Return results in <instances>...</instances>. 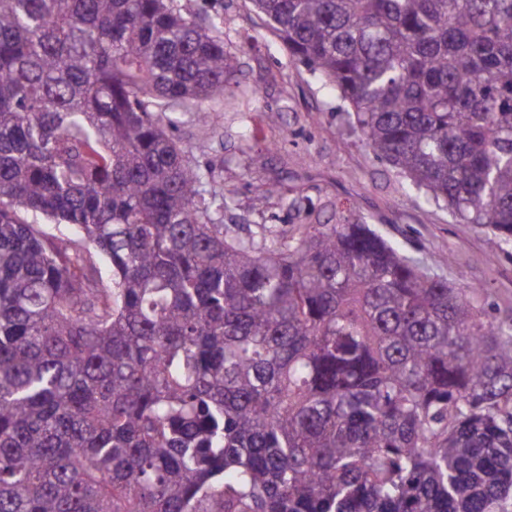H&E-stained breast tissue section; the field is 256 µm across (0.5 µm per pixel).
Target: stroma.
Here are the masks:
<instances>
[{
	"label": "stroma",
	"instance_id": "stroma-1",
	"mask_svg": "<svg viewBox=\"0 0 512 512\" xmlns=\"http://www.w3.org/2000/svg\"><path fill=\"white\" fill-rule=\"evenodd\" d=\"M212 20L235 72L223 94L174 106L169 133L200 169H214L211 206L225 230L268 227L288 239L304 224H369L429 274L482 289L490 317L512 318V247L491 253L484 228L425 200L411 181L377 159L348 121L334 88L288 56L249 0H178ZM208 143L207 153L196 152Z\"/></svg>",
	"mask_w": 512,
	"mask_h": 512
}]
</instances>
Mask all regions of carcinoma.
<instances>
[{
    "label": "carcinoma",
    "mask_w": 512,
    "mask_h": 512,
    "mask_svg": "<svg viewBox=\"0 0 512 512\" xmlns=\"http://www.w3.org/2000/svg\"><path fill=\"white\" fill-rule=\"evenodd\" d=\"M251 3L512 242V0ZM214 29L0 0V512H512V320L369 224L228 235L166 115L224 90Z\"/></svg>",
    "instance_id": "cac0c4a2"
}]
</instances>
